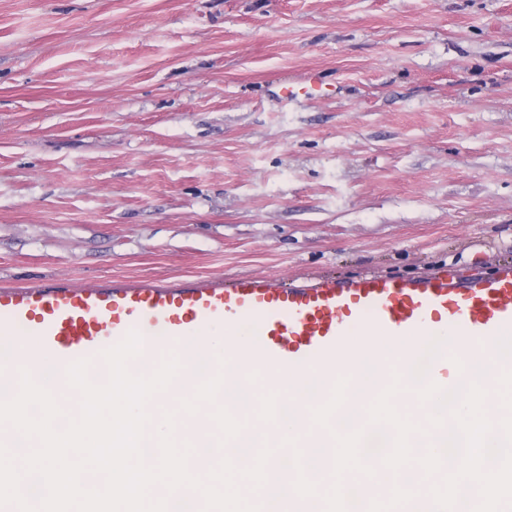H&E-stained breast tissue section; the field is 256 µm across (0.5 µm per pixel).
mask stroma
I'll use <instances>...</instances> for the list:
<instances>
[{
	"instance_id": "1",
	"label": "stroma",
	"mask_w": 512,
	"mask_h": 512,
	"mask_svg": "<svg viewBox=\"0 0 512 512\" xmlns=\"http://www.w3.org/2000/svg\"><path fill=\"white\" fill-rule=\"evenodd\" d=\"M507 263L512 0H0V282Z\"/></svg>"
}]
</instances>
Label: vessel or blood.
Masks as SVG:
<instances>
[{
    "instance_id": "1",
    "label": "vessel or blood",
    "mask_w": 512,
    "mask_h": 512,
    "mask_svg": "<svg viewBox=\"0 0 512 512\" xmlns=\"http://www.w3.org/2000/svg\"><path fill=\"white\" fill-rule=\"evenodd\" d=\"M263 329L256 351L240 353L239 372L264 365L279 375L314 369L333 374L348 357L355 329L367 326L375 343L412 337L441 325L493 345L512 336V265L494 277L466 283L433 275L419 280L362 276L336 281L283 283L268 275L221 277H114L74 282L65 276L35 285L0 287V336L16 347L12 368L39 375L48 362L79 359L101 365L104 350L128 332L160 363L172 344L246 322Z\"/></svg>"
}]
</instances>
